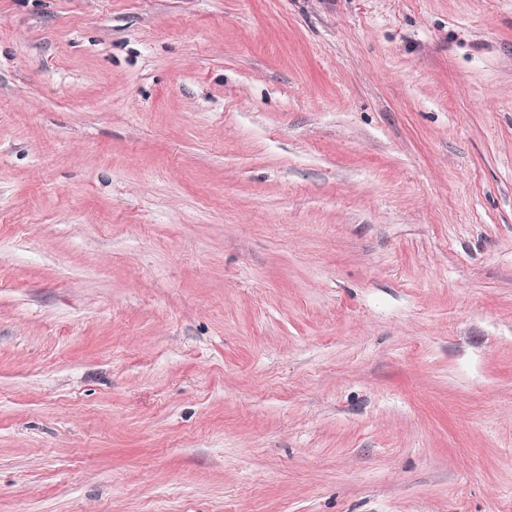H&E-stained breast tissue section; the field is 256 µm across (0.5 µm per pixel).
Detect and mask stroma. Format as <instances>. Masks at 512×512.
Returning a JSON list of instances; mask_svg holds the SVG:
<instances>
[{
  "label": "stroma",
  "mask_w": 512,
  "mask_h": 512,
  "mask_svg": "<svg viewBox=\"0 0 512 512\" xmlns=\"http://www.w3.org/2000/svg\"><path fill=\"white\" fill-rule=\"evenodd\" d=\"M0 512H512V0H0Z\"/></svg>",
  "instance_id": "35a3bbf8"
}]
</instances>
